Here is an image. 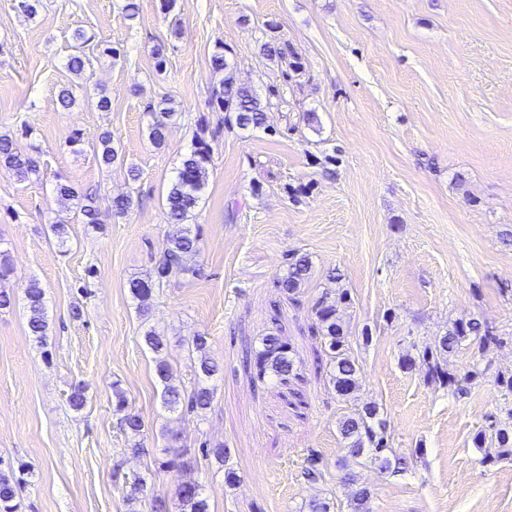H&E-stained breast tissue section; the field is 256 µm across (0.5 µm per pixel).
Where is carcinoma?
Returning <instances> with one entry per match:
<instances>
[{
    "label": "carcinoma",
    "instance_id": "1",
    "mask_svg": "<svg viewBox=\"0 0 512 512\" xmlns=\"http://www.w3.org/2000/svg\"><path fill=\"white\" fill-rule=\"evenodd\" d=\"M214 68L224 70V79L211 96V107L217 112L234 113L235 124L241 129L258 128L265 123V105L252 88L237 78L234 70L228 66L224 47H218L211 55ZM89 57L78 51L70 56L68 69L78 78H85L90 69ZM151 123L149 134L152 141L161 144L165 139V130L175 115L168 100L159 101L150 107ZM102 145L101 160L110 166L118 159V152L112 146V134L104 132L100 137ZM212 162V146L202 135L196 136L193 149L183 159L175 179L169 186L166 196V213L172 224V232L167 239L163 259L157 266L152 281H133L130 292L135 299L144 304L151 298L155 287L163 283L172 273L186 269L185 259L200 251V239L189 227L200 207L204 188ZM41 169L38 158L20 151L7 135L0 136V172L5 171L16 181L22 183L31 176L39 174ZM311 271L309 258L305 255L292 257L288 274L280 280L283 293L293 296L308 280ZM24 298L29 312L28 327L31 335L42 340L47 334L45 291L36 279L28 281L24 288ZM315 326L323 343L325 368L329 383L336 394L342 398L350 397L359 387L361 368L350 353V334L348 325L339 315L337 305L327 301L318 303L315 309ZM472 338L478 342V349L497 340L492 327L478 319L456 323L452 329L440 337L434 344L416 351V355L406 354L402 358L405 369L415 365L422 367L423 379L429 386L446 388L453 394L467 392L466 385L475 379L478 371L468 370L463 374H454L448 370V357L462 345V341ZM192 351L196 353L195 377L197 382L190 394H185L171 383V366L164 360L156 364V375L163 385L162 403L165 408L175 412L181 405L193 411L207 409L213 399L214 389L207 385L208 379L215 376L220 366L208 354V338L199 334L192 339ZM243 368L253 377L263 379L266 375L283 381L296 376L295 353L288 342L277 334H269L261 339L260 346L243 358ZM122 430L138 436L143 432L142 417L134 412L124 415ZM338 432L347 450L348 456L358 465L370 463L380 470L398 472L408 467L406 457L389 449L386 419L376 406H365L359 411L343 416L338 423ZM477 448H496L500 456H512V408L505 419L495 423L487 431H480L474 437ZM27 465L20 464L18 471L6 472L0 468V512H18L16 502L18 489L23 481ZM341 482L354 486L350 498L351 512H370L371 492L368 487L356 481L355 472L346 471ZM176 501L179 512H209V505L200 486L192 481L177 484Z\"/></svg>",
    "mask_w": 512,
    "mask_h": 512
}]
</instances>
